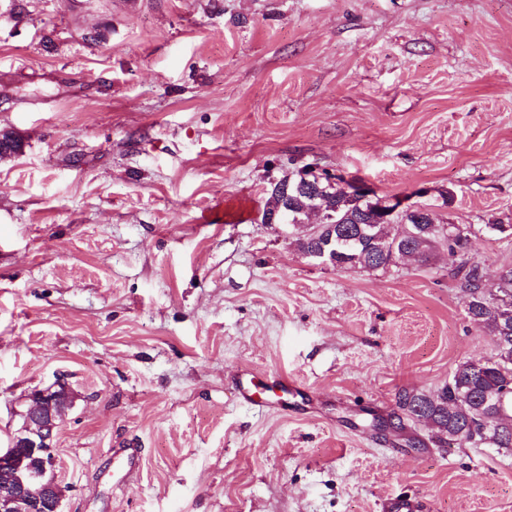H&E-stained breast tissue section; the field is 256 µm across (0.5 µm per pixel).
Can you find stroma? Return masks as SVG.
<instances>
[{
	"label": "stroma",
	"instance_id": "obj_1",
	"mask_svg": "<svg viewBox=\"0 0 512 512\" xmlns=\"http://www.w3.org/2000/svg\"><path fill=\"white\" fill-rule=\"evenodd\" d=\"M0 131V448L66 375L62 512H512V453L396 405L494 351L446 245L339 270L260 221L314 163L470 225L495 281L512 0H0ZM248 374L306 398L250 406Z\"/></svg>",
	"mask_w": 512,
	"mask_h": 512
}]
</instances>
